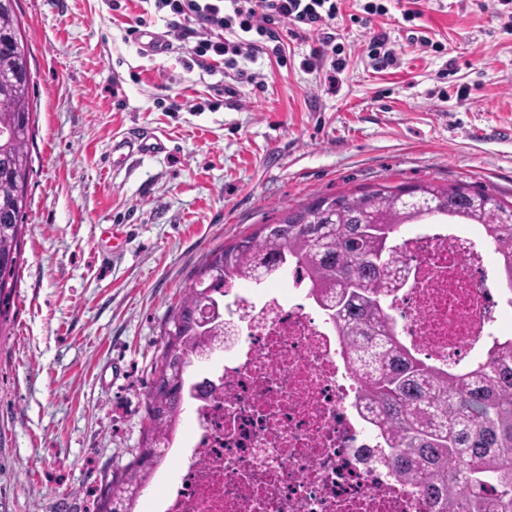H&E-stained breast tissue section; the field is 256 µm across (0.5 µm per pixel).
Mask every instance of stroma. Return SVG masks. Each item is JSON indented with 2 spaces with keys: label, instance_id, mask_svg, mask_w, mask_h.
<instances>
[{
  "label": "stroma",
  "instance_id": "obj_1",
  "mask_svg": "<svg viewBox=\"0 0 512 512\" xmlns=\"http://www.w3.org/2000/svg\"><path fill=\"white\" fill-rule=\"evenodd\" d=\"M19 0L35 132L24 253L0 338V512H94L141 442L167 311L209 254L314 193L464 184L512 202V0H385L335 29L347 66L301 62L315 35L264 55L187 68L126 28L141 0ZM433 43L408 42L410 7ZM388 36L376 71L367 45ZM149 132L150 155L120 140Z\"/></svg>",
  "mask_w": 512,
  "mask_h": 512
}]
</instances>
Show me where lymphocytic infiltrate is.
I'll use <instances>...</instances> for the list:
<instances>
[{
	"instance_id": "obj_1",
	"label": "lymphocytic infiltrate",
	"mask_w": 512,
	"mask_h": 512,
	"mask_svg": "<svg viewBox=\"0 0 512 512\" xmlns=\"http://www.w3.org/2000/svg\"><path fill=\"white\" fill-rule=\"evenodd\" d=\"M154 12L174 38L187 44L192 64L208 69L215 58L234 70L239 58L273 56L288 64L282 33L288 27L315 33L318 45L304 58L311 71L331 67L340 72L345 62L331 26L342 0H152Z\"/></svg>"
}]
</instances>
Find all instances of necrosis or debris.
<instances>
[{
  "mask_svg": "<svg viewBox=\"0 0 512 512\" xmlns=\"http://www.w3.org/2000/svg\"><path fill=\"white\" fill-rule=\"evenodd\" d=\"M399 248L412 275L389 311L406 346L441 368L485 359L512 334V295L483 232L413 225ZM224 334L185 382L189 428L157 468L144 512H430L392 470L362 416L360 385L305 279L224 289Z\"/></svg>",
  "mask_w": 512,
  "mask_h": 512,
  "instance_id": "4bbe7bcc",
  "label": "necrosis or debris"
}]
</instances>
